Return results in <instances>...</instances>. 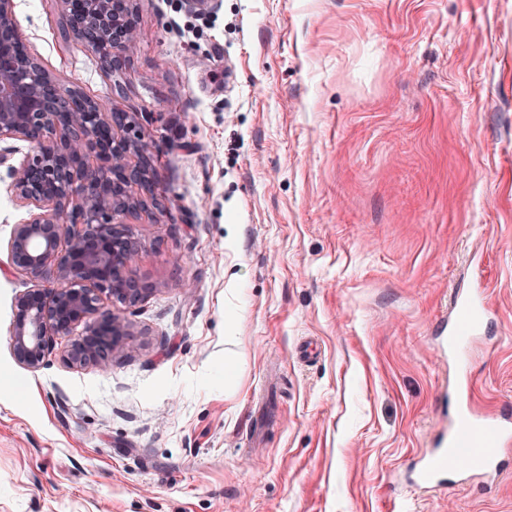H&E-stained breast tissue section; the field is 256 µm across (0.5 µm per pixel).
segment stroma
<instances>
[{
    "label": "stroma",
    "instance_id": "obj_1",
    "mask_svg": "<svg viewBox=\"0 0 512 512\" xmlns=\"http://www.w3.org/2000/svg\"><path fill=\"white\" fill-rule=\"evenodd\" d=\"M106 70L59 0H14L47 72L137 115L155 291L112 370L9 347L28 217L0 167V512H512V468L404 473L458 409L512 413V0H133ZM488 314L466 369L453 295Z\"/></svg>",
    "mask_w": 512,
    "mask_h": 512
}]
</instances>
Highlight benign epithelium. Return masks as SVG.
Returning <instances> with one entry per match:
<instances>
[{"label": "benign epithelium", "mask_w": 512, "mask_h": 512, "mask_svg": "<svg viewBox=\"0 0 512 512\" xmlns=\"http://www.w3.org/2000/svg\"><path fill=\"white\" fill-rule=\"evenodd\" d=\"M59 2L67 37H82V20L93 15L101 42L112 47L104 58L108 66L118 67L135 49L136 23L119 15L116 0ZM20 41L14 0H0V143L23 141L33 148L17 165L9 163L14 147L0 149L14 197L28 209L8 249L13 265L33 282L15 300L11 352L36 372L54 338L82 325L63 360L107 373L112 358L102 351H122L128 332L106 302L134 303L155 291L136 274L142 243L123 222L156 200V181L144 182L129 163L134 153L151 160L145 134L134 119L118 120L95 101L73 110L80 90L46 71L39 86L18 82L22 71L39 68L33 55L16 54Z\"/></svg>", "instance_id": "benign-epithelium-1"}]
</instances>
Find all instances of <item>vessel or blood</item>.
<instances>
[{
    "mask_svg": "<svg viewBox=\"0 0 512 512\" xmlns=\"http://www.w3.org/2000/svg\"><path fill=\"white\" fill-rule=\"evenodd\" d=\"M484 308L483 299L457 292L443 327L448 334L449 350H465L482 327ZM511 443L512 420L473 410L456 414L434 447L423 450L408 483L420 489L443 487L455 477L496 471L502 447Z\"/></svg>",
    "mask_w": 512,
    "mask_h": 512,
    "instance_id": "obj_1",
    "label": "vessel or blood"
}]
</instances>
